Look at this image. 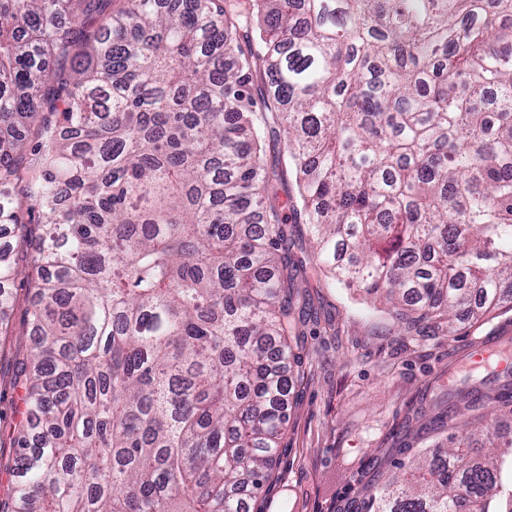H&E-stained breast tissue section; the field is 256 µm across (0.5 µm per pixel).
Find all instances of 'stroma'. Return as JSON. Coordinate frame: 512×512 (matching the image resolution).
Wrapping results in <instances>:
<instances>
[{
	"instance_id": "stroma-1",
	"label": "stroma",
	"mask_w": 512,
	"mask_h": 512,
	"mask_svg": "<svg viewBox=\"0 0 512 512\" xmlns=\"http://www.w3.org/2000/svg\"><path fill=\"white\" fill-rule=\"evenodd\" d=\"M0 335V377H11L29 294L13 287ZM303 325L304 381L289 401L284 453L257 512H356L355 490L387 479L393 459L413 457L437 386H498L500 352L512 355V310L458 324L411 329L384 305L363 301L326 273L311 280Z\"/></svg>"
}]
</instances>
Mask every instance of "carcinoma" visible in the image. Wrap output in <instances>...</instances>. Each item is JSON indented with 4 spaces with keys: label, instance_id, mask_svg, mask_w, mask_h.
<instances>
[{
    "label": "carcinoma",
    "instance_id": "1",
    "mask_svg": "<svg viewBox=\"0 0 512 512\" xmlns=\"http://www.w3.org/2000/svg\"><path fill=\"white\" fill-rule=\"evenodd\" d=\"M180 2L0 0V326L20 251L32 338L0 512H254L316 271L283 193L400 319L512 309V0ZM477 393H437L446 449L364 512H512L503 397ZM285 216H288V224H296L294 225L295 228L293 230V236H292V252L298 256V257H309L311 258L312 255V248L310 246V243L308 241V236L306 233L305 226L301 223H294L293 214L289 210V203H288V209H284Z\"/></svg>",
    "mask_w": 512,
    "mask_h": 512
}]
</instances>
